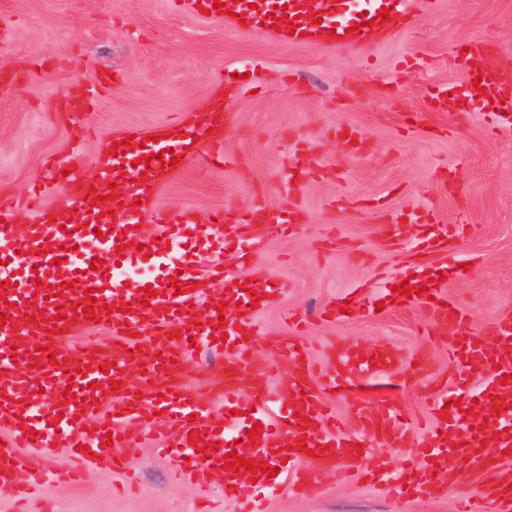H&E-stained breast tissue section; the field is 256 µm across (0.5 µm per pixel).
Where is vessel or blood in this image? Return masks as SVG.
Instances as JSON below:
<instances>
[{
	"label": "vessel or blood",
	"mask_w": 512,
	"mask_h": 512,
	"mask_svg": "<svg viewBox=\"0 0 512 512\" xmlns=\"http://www.w3.org/2000/svg\"><path fill=\"white\" fill-rule=\"evenodd\" d=\"M284 2L298 5L301 29L310 42L357 50L369 45L376 32L389 30V23L379 22L377 16L398 0H365L359 8L353 0ZM362 11L373 19V26L359 27ZM316 15L321 18L317 25L312 22ZM467 46L464 58L479 63L480 85L487 99L497 104L501 128H511L512 71L489 64L494 46L485 38L472 37ZM222 114L219 107L198 113L197 123L186 131L149 145L141 134H133L132 147L100 154L98 178L92 184L82 180L76 157L50 160L46 182L34 187L28 201L29 223H14L10 205L0 201V314L13 318L12 325L0 329V424L9 429L7 440L0 442V484L17 495L29 492L34 473L43 469L42 450L58 440L83 461L103 454L108 439L114 447L131 452L148 440L163 446L172 439L188 450L187 457L174 461L179 476L217 467L223 471L224 484L239 485L249 479V471L225 469L222 460L235 452L246 460L287 467L291 491L308 495L327 475L339 481H380L382 471L369 466L368 455L356 450L373 435L390 447L413 449L410 462L393 480L398 497L441 495L446 490L442 475L453 462L463 485L485 469L498 473L487 496L464 497L460 512H486L489 497L499 504V512H512V319L473 330L465 311L446 299L441 281L431 280L429 273L420 271L410 278L411 296L386 285H364L323 311L325 318L338 321L344 317L345 301L355 314H373L381 306L415 307L426 316L429 335L440 336V327L447 324L457 326L456 334L440 338L460 374L455 388L426 397L428 417L421 436L407 427L395 402L402 385L390 370L401 359L399 351L340 342L331 348L320 371L295 343L271 338L274 350L288 357L293 370L290 403L283 411L269 396V375L247 373L258 314L253 296L270 298L284 293L285 287L257 281L251 289L240 288L236 276L220 268L217 257L228 243L258 242L274 230L292 232L304 222V209L255 201L217 212L207 225L185 212L150 215L154 197L174 173V154L188 152L226 162L224 142L215 135L224 126ZM148 150L153 158L146 165L141 157ZM288 167L299 174L315 172L303 142H296ZM113 181L122 184L123 191L110 200L106 192ZM47 191L61 194L60 206L44 205L41 196ZM97 193L102 202H94ZM420 218L431 225L429 236L419 241L424 251L437 250L464 230L460 224L434 223L427 211ZM99 229L105 238L96 237ZM172 247L178 258L170 263L166 255ZM96 258L104 260V269H92ZM146 262L157 271L149 286H127L122 270ZM206 275L212 277L213 289L201 317L196 308L202 295L193 285ZM69 282L75 293L67 306H59L57 295ZM422 284L428 291L420 295L416 289ZM91 288L98 291L92 302L85 295ZM148 290L153 293L149 300L144 297ZM88 307L94 313L90 319L84 316ZM97 323L112 332L110 348L88 346L73 352L63 344V337L87 334ZM146 326L151 329L147 336L141 333ZM194 338L211 340L224 350L226 372L216 394L225 408H233L237 390L246 393L251 411L237 430L222 429L219 418L186 391L183 378L190 368L187 353ZM135 364L146 370L150 381L149 394L143 398L122 382L124 368ZM477 367L491 368L492 375L476 397L469 398L464 391ZM39 387L53 390L50 407L35 404ZM337 389L352 400L353 410L344 417L336 416L325 398L327 391ZM496 396L503 406L495 414L491 404ZM257 424L261 434L249 437ZM193 432L217 443L210 459L190 449L188 436ZM301 441L306 451L297 450ZM320 446L325 449L323 457H311V450Z\"/></svg>",
	"instance_id": "obj_1"
}]
</instances>
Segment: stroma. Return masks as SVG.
Segmentation results:
<instances>
[{
	"label": "stroma",
	"mask_w": 512,
	"mask_h": 512,
	"mask_svg": "<svg viewBox=\"0 0 512 512\" xmlns=\"http://www.w3.org/2000/svg\"><path fill=\"white\" fill-rule=\"evenodd\" d=\"M1 23L15 34L12 43L0 45V195L14 201L18 224L30 220L28 186L47 157L65 155L76 129L84 131L81 175L92 181L102 141L171 128L216 91L233 88L224 152L236 165L189 160L153 205L162 213L189 211L203 225L214 212L245 206L256 195L271 206L293 201L305 208L307 221L293 233L270 235L258 245L240 242L223 256L240 277L286 285L280 300L255 320L262 337L254 345V366L271 369L272 399L283 398L286 358L264 339L288 335L285 316L298 311L308 317L298 341L316 366L326 363L339 339L408 357L425 348L430 372L417 374L409 360L397 369L406 383L399 406L411 422L422 420L424 392L449 381L454 364L438 341L421 346L419 311L315 319L350 288L398 279L414 265L446 267L452 256L464 264L463 273L448 270L447 294L467 308L472 327L512 317V134L496 131L494 106L482 99L453 114L429 111L425 101L434 87H468L455 49L470 37L493 39L512 65V0H410L408 14L366 51L285 44L268 31L244 33L224 19L172 10L169 0H0ZM35 53L45 58L48 73L16 78ZM407 55L417 66L399 73L396 64ZM105 70L112 77L93 108L69 111L67 99ZM354 84L365 86V94L350 97ZM336 125L365 132L361 154L343 157L327 136ZM293 135L325 172L283 187L276 175L288 163ZM411 209L430 211L446 224L465 223L466 230L450 239L445 254L418 253L414 240L427 232L422 224L386 241L385 224ZM191 363V394L235 425L213 390L223 356L203 347ZM83 468L81 486L43 482L30 512H196L204 498L212 512H237L220 480L202 473L195 483H178L170 459L149 447L130 462L139 481L133 492L122 491L124 474L112 472L106 460ZM255 497L261 512H455L449 493L402 500L385 484L339 485L330 478L306 498L292 496L284 484Z\"/></svg>",
	"instance_id": "stroma-1"
}]
</instances>
